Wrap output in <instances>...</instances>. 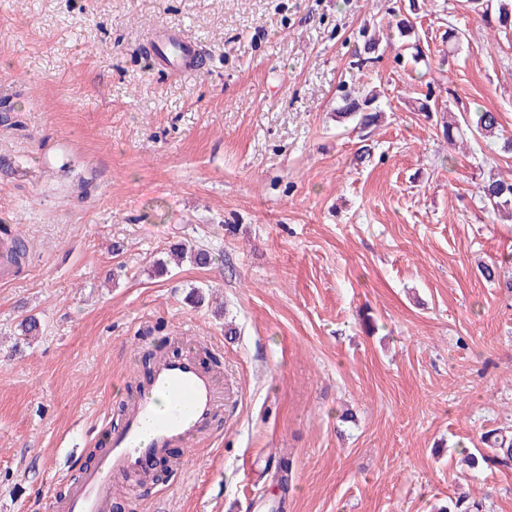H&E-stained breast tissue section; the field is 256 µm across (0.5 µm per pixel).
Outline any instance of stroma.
<instances>
[{"instance_id":"35a3bbf8","label":"stroma","mask_w":512,"mask_h":512,"mask_svg":"<svg viewBox=\"0 0 512 512\" xmlns=\"http://www.w3.org/2000/svg\"><path fill=\"white\" fill-rule=\"evenodd\" d=\"M408 3L0 0V224L28 245L0 283V512H52L173 336L218 359L225 412L112 512H251L279 451L286 512H512V466L464 461L512 441V213L478 196L512 179V34L425 0V61L354 68ZM157 29L207 67L146 59ZM351 88L380 91L375 129L337 117ZM447 106L500 140L449 145ZM461 118L466 126L472 127V131L482 138L496 137L501 126L498 113L488 110L476 112V118L472 120V124L471 119L466 115H462Z\"/></svg>"}]
</instances>
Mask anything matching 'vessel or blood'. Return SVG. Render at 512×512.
<instances>
[{
  "instance_id": "obj_1",
  "label": "vessel or blood",
  "mask_w": 512,
  "mask_h": 512,
  "mask_svg": "<svg viewBox=\"0 0 512 512\" xmlns=\"http://www.w3.org/2000/svg\"><path fill=\"white\" fill-rule=\"evenodd\" d=\"M158 47L170 67L196 63L185 40L165 39ZM178 354L158 356L148 378L137 381L121 422L113 426L92 466L83 469L53 512H110L117 483L152 479L156 461L170 449L192 447L224 410V376L202 364L195 346L178 337Z\"/></svg>"
}]
</instances>
